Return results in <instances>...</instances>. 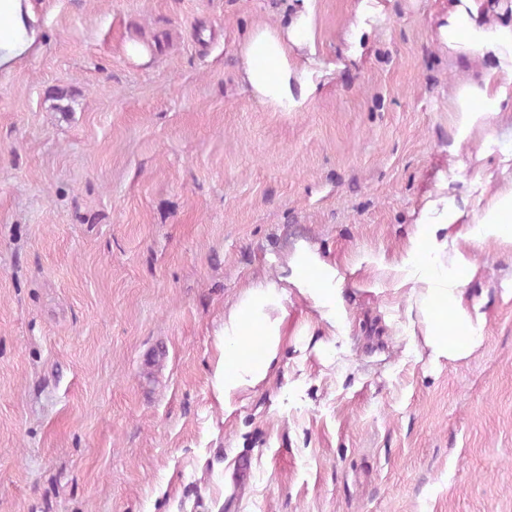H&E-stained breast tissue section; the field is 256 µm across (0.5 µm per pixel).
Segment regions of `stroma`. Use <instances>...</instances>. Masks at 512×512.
I'll return each mask as SVG.
<instances>
[{"label":"stroma","instance_id":"obj_1","mask_svg":"<svg viewBox=\"0 0 512 512\" xmlns=\"http://www.w3.org/2000/svg\"><path fill=\"white\" fill-rule=\"evenodd\" d=\"M358 2L317 0L316 90L275 112L239 46L285 0H31L47 38L0 74V512H512V245L473 250L484 341L434 369L366 262L439 175L468 218L505 186L512 112L454 145L485 66L440 50L448 0H373L351 57ZM301 243L345 278L349 366L286 346L224 416V312Z\"/></svg>","mask_w":512,"mask_h":512}]
</instances>
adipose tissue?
Listing matches in <instances>:
<instances>
[{
  "instance_id": "adipose-tissue-1",
  "label": "adipose tissue",
  "mask_w": 512,
  "mask_h": 512,
  "mask_svg": "<svg viewBox=\"0 0 512 512\" xmlns=\"http://www.w3.org/2000/svg\"><path fill=\"white\" fill-rule=\"evenodd\" d=\"M314 3L294 0L284 25L254 26L242 42L238 78L273 111H299L315 91L310 72L290 55L291 49L314 46ZM479 16V0H449L436 26L441 50L492 64L481 80L467 82L454 98V109L461 114L456 134L460 143L512 102V19L485 26ZM42 39L30 0H0V73L11 72L35 53ZM461 217L448 197L447 177H440L399 258L374 262L380 280L406 299L410 348L434 365L467 358L484 340L486 300L467 289L475 267L468 250L512 244V184L493 195L470 224H461ZM343 284L335 261L301 244L275 279L251 284L229 305L213 371L216 398L225 414L236 410L238 397L270 379L285 343L301 352L314 348L335 362L333 341L351 330ZM294 293L315 310L327 340L309 343L306 324L298 328L297 338L287 340L288 301Z\"/></svg>"
}]
</instances>
